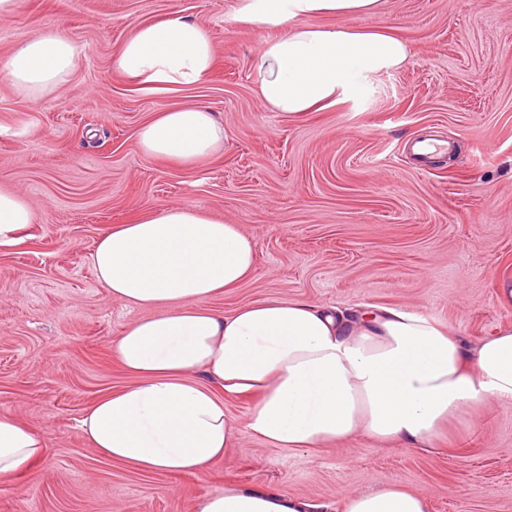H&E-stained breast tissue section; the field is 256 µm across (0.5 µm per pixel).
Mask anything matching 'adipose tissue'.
Instances as JSON below:
<instances>
[{"label": "adipose tissue", "instance_id": "adipose-tissue-1", "mask_svg": "<svg viewBox=\"0 0 512 512\" xmlns=\"http://www.w3.org/2000/svg\"><path fill=\"white\" fill-rule=\"evenodd\" d=\"M381 0H238V23L263 32L249 62L254 91L273 112L300 117L358 101L373 74L401 68L399 37L327 24L374 12ZM77 46L54 30L21 38L0 71L26 100L54 90L75 68ZM208 29L174 12L141 23L112 58L127 81L164 93L205 80L215 66ZM143 158L186 169L224 150V125L201 105L155 113L138 130ZM36 222L31 201L0 188V248L19 244ZM254 245L235 224L192 204L107 226L90 254L115 301L160 314L122 329L112 354L133 383L99 398L81 419L108 460L150 473H192L248 436L288 451L317 448L365 431L424 446L468 409L512 404V330L467 346L430 318L400 307L346 316L308 303L269 299L228 315L209 303L244 283ZM225 394L254 397L243 426ZM46 443L0 414V483L43 458ZM343 512H428V500L399 488L350 495ZM195 512H300L286 496L243 488L200 498Z\"/></svg>", "mask_w": 512, "mask_h": 512}]
</instances>
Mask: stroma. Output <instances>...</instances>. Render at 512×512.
Here are the masks:
<instances>
[{
    "label": "stroma",
    "mask_w": 512,
    "mask_h": 512,
    "mask_svg": "<svg viewBox=\"0 0 512 512\" xmlns=\"http://www.w3.org/2000/svg\"><path fill=\"white\" fill-rule=\"evenodd\" d=\"M237 0H17L0 20V59L19 38L63 32L75 71L36 102L0 73V185L37 221L0 249V414L47 444L0 485V512H194L227 487L273 490L313 512L389 487L427 491L428 512H512V405L451 420L413 448L357 432L312 450L235 438L195 473H143L103 458L79 421L132 383L113 359L121 330L147 316L111 300L89 253L108 225L193 204L239 225L251 277L211 302L230 313L263 299L347 310L400 306L473 345L512 327V0H383L342 25L404 39L409 58L371 91L301 118L263 109L249 59L262 38ZM205 26L216 65L202 82L151 93L116 75L136 24L171 11ZM201 104L224 124V153L185 170L145 160L136 134L154 113ZM445 153L417 158L415 141Z\"/></svg>",
    "instance_id": "1"
}]
</instances>
